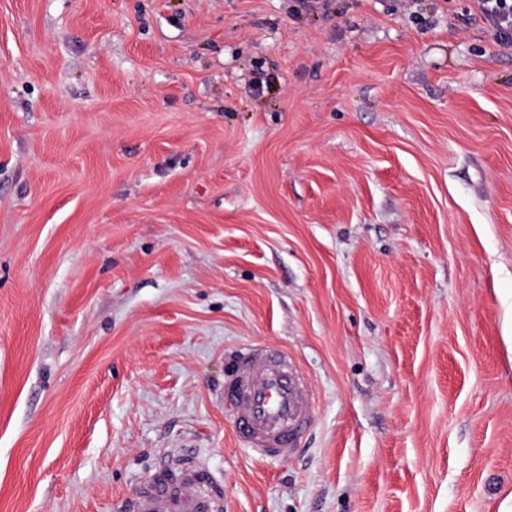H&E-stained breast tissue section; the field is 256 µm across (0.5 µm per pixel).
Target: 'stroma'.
Masks as SVG:
<instances>
[{
	"label": "stroma",
	"instance_id": "obj_1",
	"mask_svg": "<svg viewBox=\"0 0 512 512\" xmlns=\"http://www.w3.org/2000/svg\"><path fill=\"white\" fill-rule=\"evenodd\" d=\"M315 427L253 456L224 353ZM512 512V49L472 0H0V512ZM224 405L242 445L261 458L288 459L314 422L307 379L284 349L259 345L227 353ZM167 461V458L161 459L143 491L122 501L117 506V510L120 512H220V503L202 495L194 484L173 479L170 476Z\"/></svg>",
	"mask_w": 512,
	"mask_h": 512
}]
</instances>
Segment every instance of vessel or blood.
<instances>
[{"label": "vessel or blood", "instance_id": "vessel-or-blood-1", "mask_svg": "<svg viewBox=\"0 0 512 512\" xmlns=\"http://www.w3.org/2000/svg\"><path fill=\"white\" fill-rule=\"evenodd\" d=\"M224 375V403L242 445L262 458L286 459L300 448L315 414L307 379L284 349L259 345L232 350ZM206 480L173 479L160 461L142 492L122 501L119 512H219L218 501L198 492Z\"/></svg>", "mask_w": 512, "mask_h": 512}]
</instances>
